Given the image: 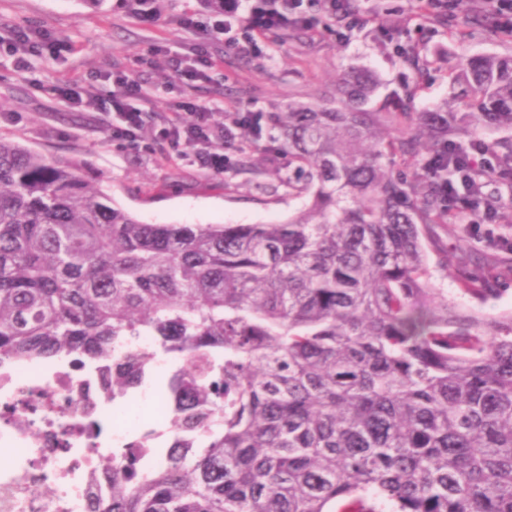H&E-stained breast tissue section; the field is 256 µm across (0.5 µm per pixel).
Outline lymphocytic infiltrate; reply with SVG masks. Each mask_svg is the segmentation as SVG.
<instances>
[{
	"instance_id": "1",
	"label": "lymphocytic infiltrate",
	"mask_w": 512,
	"mask_h": 512,
	"mask_svg": "<svg viewBox=\"0 0 512 512\" xmlns=\"http://www.w3.org/2000/svg\"><path fill=\"white\" fill-rule=\"evenodd\" d=\"M304 0H209L207 20L199 22L194 15L181 21L193 42L185 55L170 58L171 69L178 82L190 84L208 80L212 71L222 68L224 58L217 49L223 35L233 28H241L244 40L242 52L251 54L268 43L271 36L291 29L311 30L309 16L303 10ZM56 40L40 31L29 28H12L7 35L0 36V54L13 57L18 69H29L33 58L54 52ZM112 86L105 102L112 112L113 122L109 130L114 138L133 137L143 124L148 93L131 68H115L102 76ZM218 114L213 105L192 99L176 104L174 115L159 130L160 137L178 156L194 154L204 169L213 175H223L231 158L223 152L210 151L209 146L218 132ZM452 159L457 175L444 185L451 210L462 224L473 226L492 220L506 212H512V199L494 198L489 207L479 204L483 196L482 180L496 174L490 145L481 138L471 139L467 144H451L447 158L432 157L427 161L429 171H441L445 159Z\"/></svg>"
}]
</instances>
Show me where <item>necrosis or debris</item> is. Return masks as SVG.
Returning <instances> with one entry per match:
<instances>
[{
	"instance_id": "necrosis-or-debris-1",
	"label": "necrosis or debris",
	"mask_w": 512,
	"mask_h": 512,
	"mask_svg": "<svg viewBox=\"0 0 512 512\" xmlns=\"http://www.w3.org/2000/svg\"><path fill=\"white\" fill-rule=\"evenodd\" d=\"M95 368L0 365V512H87L99 455L123 438Z\"/></svg>"
}]
</instances>
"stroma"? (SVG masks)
<instances>
[{"label": "stroma", "mask_w": 512, "mask_h": 512, "mask_svg": "<svg viewBox=\"0 0 512 512\" xmlns=\"http://www.w3.org/2000/svg\"><path fill=\"white\" fill-rule=\"evenodd\" d=\"M153 20L132 18L116 0H0V26L34 27L58 38L52 54L36 59L32 72L21 73L0 55V138L48 157L79 160L85 176L99 180L114 204L146 224H277L304 204L289 195L282 181L288 159L270 151L272 129L263 138L247 136L226 147L216 137L211 147L230 149L235 163L223 175L203 169L194 156L167 158V146L156 134L171 117L181 96L216 102L219 121L231 125L237 113L287 111L289 104L330 103L337 76L358 66L370 70L379 85L371 105L389 109L399 101L421 112L450 98L449 75L461 59L494 56L512 59V35L497 30L491 18L478 13L476 0H460L452 23L426 22L417 28L411 17L415 0H363L370 21L337 38L334 17L313 8L314 32H282L257 55L239 52L233 31L224 42V67L209 82L175 84L170 52L190 41L179 25L184 9L202 8L203 0H159ZM143 58L137 73L149 94L150 117L137 133V146L112 139L110 113L99 108L109 94L100 79L112 66ZM79 80L84 102L73 105L49 93L53 84ZM430 248L434 284L449 298L490 314L512 310V251L496 237L512 239V220L433 228ZM496 259L488 271L489 289L479 296L461 291L460 279L482 258ZM174 368L160 357L154 373L135 390L140 415L126 419L133 437L152 420L148 414L161 402Z\"/></svg>", "instance_id": "stroma-1"}]
</instances>
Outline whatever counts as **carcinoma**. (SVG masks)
I'll return each instance as SVG.
<instances>
[{
  "mask_svg": "<svg viewBox=\"0 0 512 512\" xmlns=\"http://www.w3.org/2000/svg\"><path fill=\"white\" fill-rule=\"evenodd\" d=\"M448 106L336 105L269 117L309 203L283 224H144L75 160L0 139V364H106L112 402L176 365L173 422L101 458L88 512H512V313L434 287L452 168L393 175L478 118L512 127V60L470 58ZM151 339L143 350L132 345Z\"/></svg>",
  "mask_w": 512,
  "mask_h": 512,
  "instance_id": "cac0c4a2",
  "label": "carcinoma"
}]
</instances>
